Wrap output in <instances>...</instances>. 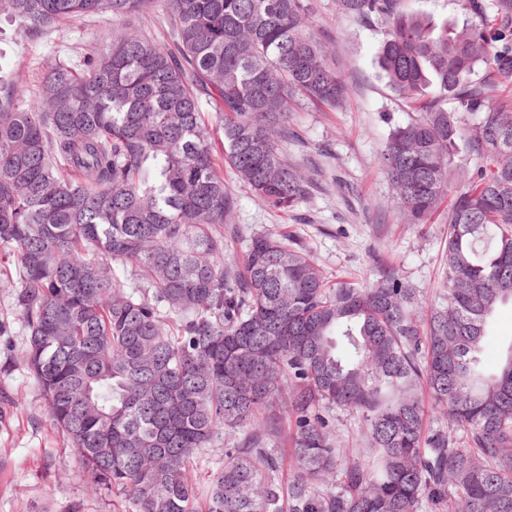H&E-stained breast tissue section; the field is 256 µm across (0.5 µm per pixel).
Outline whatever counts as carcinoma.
Instances as JSON below:
<instances>
[{"instance_id":"1","label":"carcinoma","mask_w":512,"mask_h":512,"mask_svg":"<svg viewBox=\"0 0 512 512\" xmlns=\"http://www.w3.org/2000/svg\"><path fill=\"white\" fill-rule=\"evenodd\" d=\"M175 49L137 29L56 59L29 104L0 96V249L14 267L21 353L96 485L133 512H512V348L485 370L512 304V0H459L436 24L400 0H336L382 22L378 66L411 108L380 164L408 224L446 214L440 301L377 261L330 282L306 248L249 238L224 266L235 207L224 166L267 206L318 189L285 146L296 100L349 95L309 26L311 0H161ZM153 0H0L25 35ZM211 105L205 117L201 102ZM223 134L217 150L213 131ZM444 408L448 430L426 426ZM367 430L340 458L336 411ZM288 424L294 480L270 448ZM234 441L200 495L186 469ZM492 335L486 344L485 359L488 370H493L498 358L512 342V304L500 305L493 316Z\"/></svg>"}]
</instances>
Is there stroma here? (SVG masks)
I'll use <instances>...</instances> for the list:
<instances>
[{
    "mask_svg": "<svg viewBox=\"0 0 512 512\" xmlns=\"http://www.w3.org/2000/svg\"><path fill=\"white\" fill-rule=\"evenodd\" d=\"M313 31L327 44L328 59L350 87L341 108L321 109L301 101L295 123L309 154H320L324 189L291 216L267 207L225 170L224 183L236 200L230 222L239 227L224 238L225 266L242 267L247 241L257 232L285 233L301 242L329 277L376 278V259L396 266L418 291L420 310L441 292L448 226L407 224L393 209L394 191L379 154L392 123L406 108L379 75L380 26L339 14L335 0H312ZM138 28L161 48L173 37L162 8L140 17L109 12L70 19L43 34H18L0 16V77L14 78L21 100L34 98L36 74L50 61L79 62L102 32ZM0 512H127L126 495L93 486L77 455L51 421L45 400L20 352L26 330L13 304V290L0 283Z\"/></svg>",
    "mask_w": 512,
    "mask_h": 512,
    "instance_id": "obj_1",
    "label": "stroma"
}]
</instances>
